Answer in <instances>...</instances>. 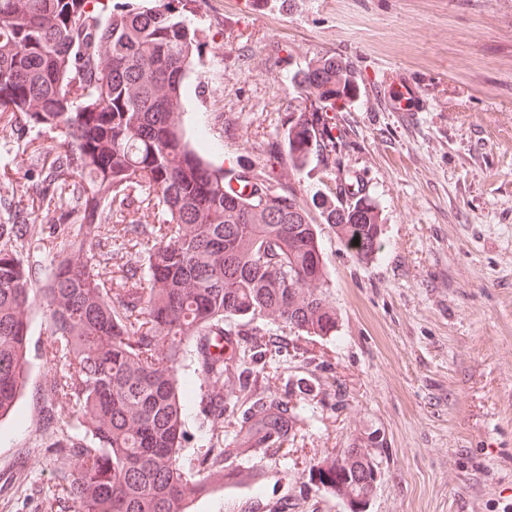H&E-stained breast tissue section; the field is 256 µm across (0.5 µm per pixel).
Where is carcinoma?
I'll use <instances>...</instances> for the list:
<instances>
[{
  "label": "carcinoma",
  "mask_w": 512,
  "mask_h": 512,
  "mask_svg": "<svg viewBox=\"0 0 512 512\" xmlns=\"http://www.w3.org/2000/svg\"><path fill=\"white\" fill-rule=\"evenodd\" d=\"M99 0H0V120L64 130L47 151L41 200L67 199L81 223L66 235L51 274L35 293L23 255L27 224H0V417L13 410L27 379L29 316L43 304L50 368L44 405L59 426L77 409L85 438L69 432L52 447L63 467L58 493L40 512H191L208 487L207 459L184 469V409L196 388L224 406V349H234L224 321L269 319L308 336H331L338 316L311 212L340 241L358 243L366 262L378 247L382 218L353 177L330 198L300 201L312 153L341 172L343 131L328 112L357 88L345 62L320 58L293 76L311 109L288 113L271 180L248 167L205 161L208 145L184 136L182 88L199 54L188 0L112 12ZM156 210L162 223H138ZM152 239L142 263L101 279L112 244ZM196 364V380L178 377ZM262 428L248 427L247 451L285 437L287 409L259 407ZM377 466L360 447L322 463L320 484L341 497Z\"/></svg>",
  "instance_id": "1"
}]
</instances>
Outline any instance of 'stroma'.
Wrapping results in <instances>:
<instances>
[{"label": "stroma", "mask_w": 512, "mask_h": 512, "mask_svg": "<svg viewBox=\"0 0 512 512\" xmlns=\"http://www.w3.org/2000/svg\"><path fill=\"white\" fill-rule=\"evenodd\" d=\"M200 54L183 127L208 159L273 178L269 143L299 104L294 74L346 61L356 97L337 108L342 167L379 207L373 258L351 257L318 227L336 332L311 337L269 320L230 319L244 343L225 388L223 488L192 512H349L312 466L375 436L380 479L368 512H512V0H193ZM416 85L413 120L384 107L393 78ZM61 130L0 121V224L31 222L34 287L49 277L61 208L33 198V146ZM47 339L30 314L26 387L0 418V512H39L56 491L43 402ZM287 407L288 436L241 453L258 404ZM207 402L186 407L182 466L211 454Z\"/></svg>", "instance_id": "stroma-1"}]
</instances>
